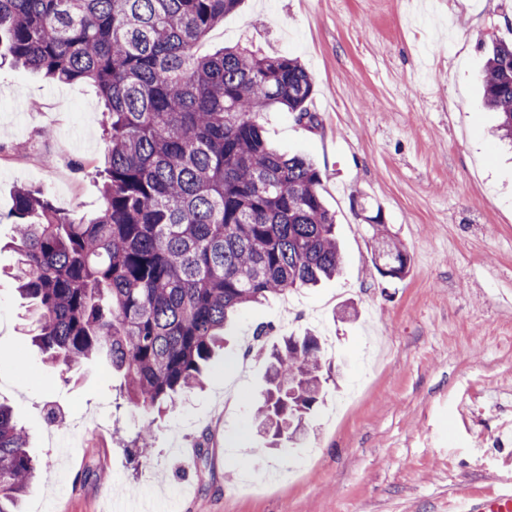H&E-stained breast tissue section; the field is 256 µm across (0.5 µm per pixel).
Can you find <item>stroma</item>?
Masks as SVG:
<instances>
[{
  "label": "stroma",
  "instance_id": "35a3bbf8",
  "mask_svg": "<svg viewBox=\"0 0 512 512\" xmlns=\"http://www.w3.org/2000/svg\"><path fill=\"white\" fill-rule=\"evenodd\" d=\"M512 40V0H242L200 43L298 58L314 81L317 125L262 113L266 139L309 157L336 216L341 275L244 308L203 388L158 418L118 405L104 361L67 372L24 329L8 270L9 212L22 188L60 210L102 206L93 167L105 152L96 87L0 67V398L38 467L19 512H131L156 487L181 490L154 512H448L456 489L512 480V148L482 99L492 42ZM406 248L403 279L374 264L367 217ZM354 308L340 319L342 305ZM283 336L331 340L338 374L297 449L250 468L266 363L247 357ZM79 429L57 466L48 410Z\"/></svg>",
  "mask_w": 512,
  "mask_h": 512
}]
</instances>
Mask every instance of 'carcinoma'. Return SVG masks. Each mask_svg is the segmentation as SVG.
I'll use <instances>...</instances> for the list:
<instances>
[{"instance_id":"cac0c4a2","label":"carcinoma","mask_w":512,"mask_h":512,"mask_svg":"<svg viewBox=\"0 0 512 512\" xmlns=\"http://www.w3.org/2000/svg\"><path fill=\"white\" fill-rule=\"evenodd\" d=\"M240 2L0 0V60L94 84L110 120L97 216L78 219L40 190L15 195L12 277L30 301V332L68 371L105 360L148 417L201 385L231 316L342 265L319 171L271 148L257 121L278 107L314 122L305 68L238 46L196 53ZM482 82L512 143V43L493 46ZM366 221L381 275L402 278L405 247L381 214ZM329 379L314 336L269 351L256 409L268 448L305 435ZM27 445L0 402V512H17L35 475Z\"/></svg>"}]
</instances>
